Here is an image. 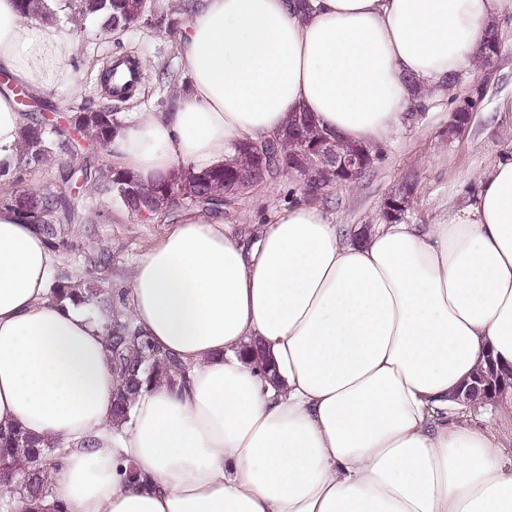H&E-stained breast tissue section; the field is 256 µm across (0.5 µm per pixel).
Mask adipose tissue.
I'll return each instance as SVG.
<instances>
[{"instance_id":"adipose-tissue-1","label":"adipose tissue","mask_w":512,"mask_h":512,"mask_svg":"<svg viewBox=\"0 0 512 512\" xmlns=\"http://www.w3.org/2000/svg\"><path fill=\"white\" fill-rule=\"evenodd\" d=\"M512 0H199L166 112L120 117L107 161L149 185L224 165L297 109L373 149L473 63ZM76 43L0 0V198L23 164L13 85L72 78ZM61 255L0 201V428L64 454L43 512H512V460L456 415L473 374L512 371V153L434 224L363 235L299 201L244 238L195 211L138 259L123 309L189 370L112 418L89 305L50 297ZM261 341L265 364L243 357ZM137 465L145 484L129 482Z\"/></svg>"}]
</instances>
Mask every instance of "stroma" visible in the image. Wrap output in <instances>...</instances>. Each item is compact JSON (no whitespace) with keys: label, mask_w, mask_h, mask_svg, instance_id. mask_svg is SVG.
<instances>
[{"label":"stroma","mask_w":512,"mask_h":512,"mask_svg":"<svg viewBox=\"0 0 512 512\" xmlns=\"http://www.w3.org/2000/svg\"><path fill=\"white\" fill-rule=\"evenodd\" d=\"M501 52L486 72L463 68L452 94L437 93L410 114L396 134L380 146V158L365 177L352 185L336 186L315 197L335 223L358 229L382 223V204L402 184L415 191L405 220L411 224H433L448 208L461 206L476 188L482 173L502 153L512 151V14L497 25ZM77 44L80 62L75 83L53 88L50 99L32 98L26 109L33 114H50L67 101L88 99L106 104L110 96L99 84L108 62L125 53L146 59L153 71L179 75L177 37L151 29L123 35L103 32L96 23L69 27ZM482 91L467 128L449 134L451 115L464 100ZM475 97V96H474ZM298 178L284 176L256 187L251 193L225 207L224 221L251 233L253 225L269 223L275 212L304 199ZM166 217L143 221L133 216L108 215L98 225L99 244L112 251V270L104 288L117 290L128 277L135 259L169 227Z\"/></svg>","instance_id":"1"}]
</instances>
